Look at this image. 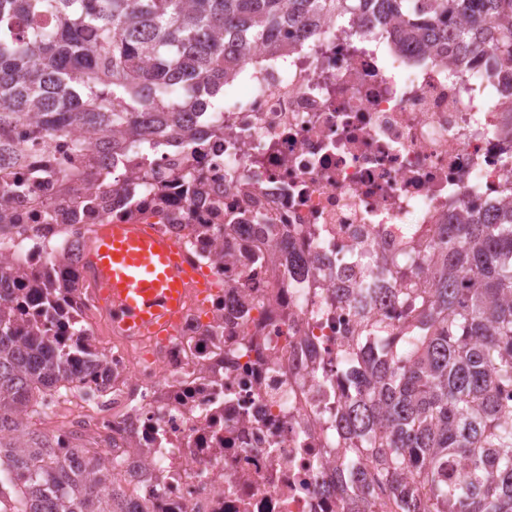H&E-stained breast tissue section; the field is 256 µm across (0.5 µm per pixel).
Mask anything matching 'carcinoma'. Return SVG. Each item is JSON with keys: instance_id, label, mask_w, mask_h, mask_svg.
Instances as JSON below:
<instances>
[{"instance_id": "1", "label": "carcinoma", "mask_w": 512, "mask_h": 512, "mask_svg": "<svg viewBox=\"0 0 512 512\" xmlns=\"http://www.w3.org/2000/svg\"><path fill=\"white\" fill-rule=\"evenodd\" d=\"M366 12L398 21V46L460 56L485 45L512 67V0H0V182L71 129L92 133L71 148L99 178L98 157L156 148L188 136L192 113L224 111L215 97L248 45L283 53L290 30ZM415 254L383 264L427 271L424 292L363 289L407 317L351 340L338 425L370 468L348 448L336 479L358 495L379 478L385 512H512V405L500 398L512 386V206L440 224ZM74 362L53 328L23 331L0 306V483L19 473L17 512H123L95 457L75 477L50 437L18 420L49 406Z\"/></svg>"}]
</instances>
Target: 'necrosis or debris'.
I'll return each mask as SVG.
<instances>
[{"mask_svg":"<svg viewBox=\"0 0 512 512\" xmlns=\"http://www.w3.org/2000/svg\"><path fill=\"white\" fill-rule=\"evenodd\" d=\"M391 25L323 20L287 55L250 48L224 85L223 112L194 113L190 140L108 161L95 181L55 138L7 195L0 286L19 324L60 322L103 355L112 395L80 374L51 423L58 460L77 436L113 463L127 512H365L336 488L345 439L336 371L367 320L400 325L399 306L369 316L337 302L365 287L379 257H406L449 217L502 207L512 183V73L483 51L465 59L396 47ZM69 173L68 196L56 175ZM98 224H153L209 278L175 333L129 336L112 323L83 262Z\"/></svg>","mask_w":512,"mask_h":512,"instance_id":"1","label":"necrosis or debris"}]
</instances>
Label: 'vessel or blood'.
I'll return each mask as SVG.
<instances>
[{
  "instance_id": "obj_1",
  "label": "vessel or blood",
  "mask_w": 512,
  "mask_h": 512,
  "mask_svg": "<svg viewBox=\"0 0 512 512\" xmlns=\"http://www.w3.org/2000/svg\"><path fill=\"white\" fill-rule=\"evenodd\" d=\"M85 263L114 324L133 334L173 335L188 289H209L191 273L181 246L149 224L97 225Z\"/></svg>"
}]
</instances>
